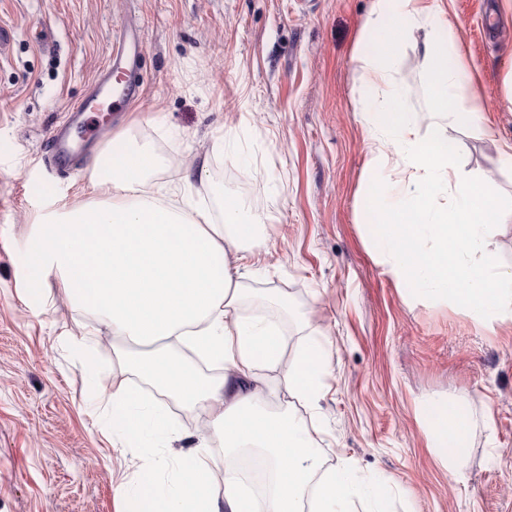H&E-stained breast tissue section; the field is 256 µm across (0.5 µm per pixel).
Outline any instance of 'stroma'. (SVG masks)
Returning <instances> with one entry per match:
<instances>
[{"instance_id": "35a3bbf8", "label": "stroma", "mask_w": 512, "mask_h": 512, "mask_svg": "<svg viewBox=\"0 0 512 512\" xmlns=\"http://www.w3.org/2000/svg\"><path fill=\"white\" fill-rule=\"evenodd\" d=\"M473 84L465 104L481 127L444 125L466 178L489 182L512 209V0H439ZM375 0H0V512H134L118 484L155 466L165 476L196 436L210 447L214 489L224 445L211 416L157 400L126 371L129 349L102 330L85 353L71 348L88 313L30 257L43 214L105 202L90 191L96 156L120 132L150 144L164 179L194 199L263 203L266 246L252 259L248 303L285 298L287 356L321 336L331 369L317 401L259 377L271 411L292 409L318 443L324 467L352 460L354 485H386L387 512H512V322L487 330L453 304L405 297L379 263L360 212L372 182L401 178L367 167L358 101L367 63L356 51ZM138 26L145 44L140 94L98 113L90 151L49 176L46 142L82 100L118 30ZM426 29L405 30L393 75L406 111L428 123L433 93L421 67ZM168 411L174 440L126 447L109 396L117 383ZM467 395L475 426L463 473L450 475L431 446L424 406Z\"/></svg>"}]
</instances>
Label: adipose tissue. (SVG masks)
<instances>
[{"label": "adipose tissue", "instance_id": "ef3b65f1", "mask_svg": "<svg viewBox=\"0 0 512 512\" xmlns=\"http://www.w3.org/2000/svg\"><path fill=\"white\" fill-rule=\"evenodd\" d=\"M376 2L363 51L371 59V83L386 94L359 102L368 166L375 170L393 159L405 172L401 181L381 191L368 188L361 198L377 257L409 298L461 306L488 329L512 321V267L487 242L503 217L498 197L481 180L457 176L456 147L442 124L449 116L463 126L480 121L478 109L460 103L467 76L448 44L446 14L435 0ZM419 26L429 30L421 65L433 88L434 120L424 131L404 110L392 72L398 30ZM103 152L112 165L90 186L108 185L110 202L64 205L49 214L32 234L34 262L113 337L148 347L141 361H126L127 369L144 372L177 402L210 413L228 452L261 449L271 474L263 502L229 466L224 491L216 493L201 476L208 454L201 440L172 479L162 480L151 467L134 484L117 485L116 497H133L138 512H349L356 493L353 462L323 468L302 419L261 407L257 372L281 366L285 344L277 321L241 313L249 260L265 245L264 209L225 201L220 216H213L180 187L157 182L156 154L128 135H117ZM172 338L223 360V375H199L184 358L153 351L154 343ZM328 366L322 342L309 339L284 368L285 391L304 403L315 401ZM111 403L127 444L142 443L149 431L169 435L167 415L135 412L128 390L113 391ZM425 419L435 442L447 444L449 473H461L471 430L464 401L431 410Z\"/></svg>", "mask_w": 512, "mask_h": 512}]
</instances>
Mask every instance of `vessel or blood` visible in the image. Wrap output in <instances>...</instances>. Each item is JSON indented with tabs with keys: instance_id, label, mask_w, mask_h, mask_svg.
<instances>
[{
	"instance_id": "b4317fda",
	"label": "vessel or blood",
	"mask_w": 512,
	"mask_h": 512,
	"mask_svg": "<svg viewBox=\"0 0 512 512\" xmlns=\"http://www.w3.org/2000/svg\"><path fill=\"white\" fill-rule=\"evenodd\" d=\"M143 41L135 27H127L112 53L109 66L97 78V90L81 107L71 112L66 124L50 137V151L56 163H72L87 147L95 135L88 122V114L102 111L105 96H112L116 103L134 98L139 90L131 76V66L142 51Z\"/></svg>"
}]
</instances>
